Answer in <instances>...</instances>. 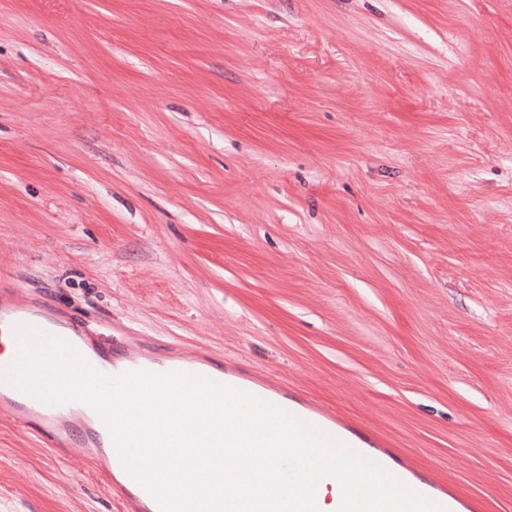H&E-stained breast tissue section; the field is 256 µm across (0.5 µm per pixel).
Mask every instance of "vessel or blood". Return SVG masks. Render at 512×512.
Masks as SVG:
<instances>
[{
	"label": "vessel or blood",
	"instance_id": "obj_1",
	"mask_svg": "<svg viewBox=\"0 0 512 512\" xmlns=\"http://www.w3.org/2000/svg\"><path fill=\"white\" fill-rule=\"evenodd\" d=\"M22 324L33 325L46 335L68 342L99 373L115 376L128 371L144 370L210 377L234 390H251L253 395L304 420L340 443L348 441L345 426L339 424L332 414L294 398L283 385L261 381L256 387H249L246 377L233 365L218 373L211 372L209 362L202 353L190 360L180 357L161 358L154 342L149 340L116 350L102 346L88 336L78 322L57 315L53 307L44 302L17 304L0 298V370L12 361L10 353L18 348L16 329ZM0 412L9 415L17 425L34 429L46 446L60 452L68 448L72 440L74 423H82L87 455L104 456L112 468L113 488L122 512H160L145 488L125 472L108 429L88 404L69 402L47 405L0 380ZM354 449L382 466L395 480L413 487L418 494L444 507L446 512H479L477 504L453 493L445 485L434 482L415 483L413 466L396 463L379 439L364 438L361 443L355 444Z\"/></svg>",
	"mask_w": 512,
	"mask_h": 512
}]
</instances>
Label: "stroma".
I'll return each instance as SVG.
<instances>
[{
    "label": "stroma",
    "mask_w": 512,
    "mask_h": 512,
    "mask_svg": "<svg viewBox=\"0 0 512 512\" xmlns=\"http://www.w3.org/2000/svg\"><path fill=\"white\" fill-rule=\"evenodd\" d=\"M0 294L512 512V0H0ZM119 507L0 416V512Z\"/></svg>",
    "instance_id": "stroma-1"
}]
</instances>
